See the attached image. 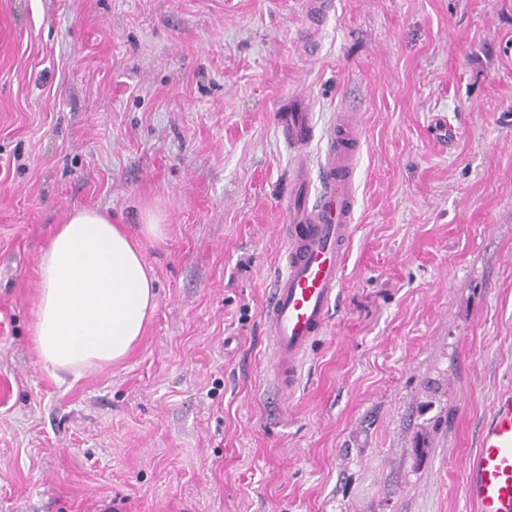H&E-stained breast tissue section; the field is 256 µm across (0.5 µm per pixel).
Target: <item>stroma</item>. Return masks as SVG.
<instances>
[{
  "mask_svg": "<svg viewBox=\"0 0 512 512\" xmlns=\"http://www.w3.org/2000/svg\"><path fill=\"white\" fill-rule=\"evenodd\" d=\"M316 52H309V44ZM363 130L337 306L292 392L266 307L299 160ZM76 208L148 250L130 356L58 379L37 261ZM512 389V0H0V512H477Z\"/></svg>",
  "mask_w": 512,
  "mask_h": 512,
  "instance_id": "35a3bbf8",
  "label": "stroma"
}]
</instances>
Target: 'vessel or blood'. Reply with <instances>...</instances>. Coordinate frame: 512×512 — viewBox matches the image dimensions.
Here are the masks:
<instances>
[{"label": "vessel or blood", "instance_id": "1", "mask_svg": "<svg viewBox=\"0 0 512 512\" xmlns=\"http://www.w3.org/2000/svg\"><path fill=\"white\" fill-rule=\"evenodd\" d=\"M283 138L296 150L314 139L305 112L278 116ZM362 139L351 123L334 125L318 162L320 189L309 191V165L300 163L288 205L285 272L266 309L274 371L292 391L308 346L325 333L339 295L354 222L353 174ZM465 487L479 512H512V391L501 393L482 426L478 449L466 468Z\"/></svg>", "mask_w": 512, "mask_h": 512}]
</instances>
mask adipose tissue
I'll list each match as a JSON object with an SVG mask.
<instances>
[{
  "label": "adipose tissue",
  "mask_w": 512,
  "mask_h": 512,
  "mask_svg": "<svg viewBox=\"0 0 512 512\" xmlns=\"http://www.w3.org/2000/svg\"><path fill=\"white\" fill-rule=\"evenodd\" d=\"M166 232L150 210L135 235L105 210L77 209L57 225L39 255L29 329L46 368L77 377L129 355L157 306L145 248Z\"/></svg>",
  "instance_id": "1"
}]
</instances>
